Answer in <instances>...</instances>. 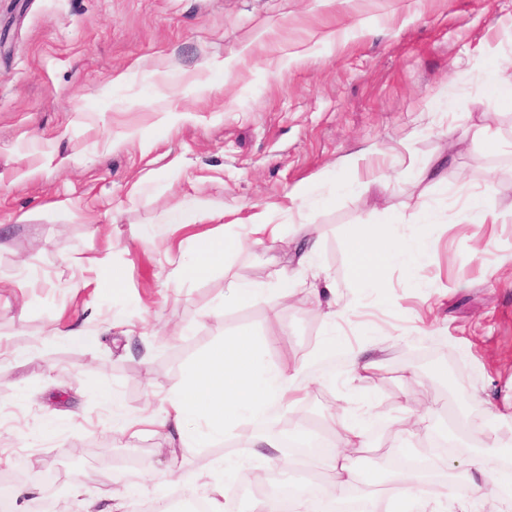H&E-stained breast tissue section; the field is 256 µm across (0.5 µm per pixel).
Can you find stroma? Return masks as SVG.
Masks as SVG:
<instances>
[{"instance_id":"35a3bbf8","label":"stroma","mask_w":512,"mask_h":512,"mask_svg":"<svg viewBox=\"0 0 512 512\" xmlns=\"http://www.w3.org/2000/svg\"><path fill=\"white\" fill-rule=\"evenodd\" d=\"M1 27L0 345L23 358L0 361V474L34 488L22 512L47 494L82 512L101 493L99 462L113 496L141 484L128 512L190 502L198 474L224 480L225 459L245 477H289L288 448L260 441L299 415L334 433L358 424L364 445L349 455L379 477L372 512H388L399 460L430 457L438 485L470 477L488 445L512 460V99L493 101L488 80L512 57V0H0ZM485 186L506 223L464 220L466 194ZM197 198L223 216L164 223ZM382 199L404 218L398 235L416 234L423 205L438 222L420 265L393 263L384 289L362 288L345 237L379 224ZM64 204L76 220L62 221ZM266 210L277 239H246L244 218ZM227 230L245 242L224 267L172 278L194 235ZM309 231L321 246L302 265ZM116 267L122 291L101 294ZM285 268L318 293L284 302L271 284ZM235 281L270 289L225 304ZM52 321L99 341L46 335ZM242 331L261 341L262 366L306 363L292 409L246 447L168 453L156 436L113 433ZM321 345L331 355L310 360ZM364 348L381 364L358 382Z\"/></svg>"}]
</instances>
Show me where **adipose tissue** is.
Returning <instances> with one entry per match:
<instances>
[{
	"label": "adipose tissue",
	"mask_w": 512,
	"mask_h": 512,
	"mask_svg": "<svg viewBox=\"0 0 512 512\" xmlns=\"http://www.w3.org/2000/svg\"><path fill=\"white\" fill-rule=\"evenodd\" d=\"M381 215L384 230L357 226L347 235L349 261L363 288L382 287L384 267L395 262L416 265L427 252V241L420 233L412 237L393 234L400 218L389 203H382ZM241 246V240L231 234L196 237L190 261L181 264L175 274L185 281L203 278L223 266ZM258 352V341L247 332L225 337L206 350L188 368L182 385L167 399L160 415L147 418L151 433L165 436L173 444L192 441L202 446L234 426L256 425L272 408H290L289 395L301 364L265 369ZM336 445L338 451L331 463L338 477L325 488L320 508L301 501L296 512H334L336 502L356 487L369 485L368 477L352 469L347 455L348 449L362 447L360 430L340 431Z\"/></svg>",
	"instance_id": "ef3b65f1"
}]
</instances>
